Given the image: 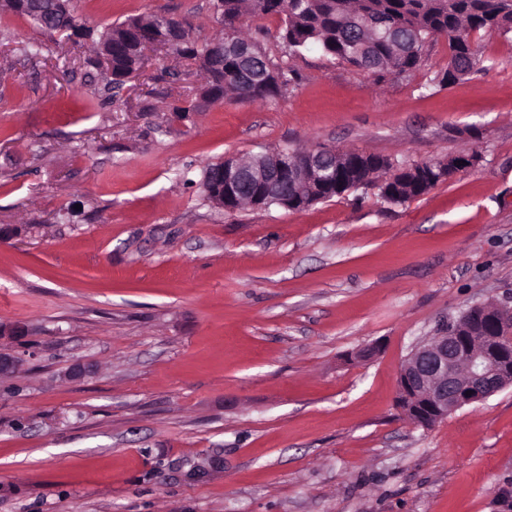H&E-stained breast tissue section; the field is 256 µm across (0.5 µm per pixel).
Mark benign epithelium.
<instances>
[{
    "instance_id": "7a95c632",
    "label": "benign epithelium",
    "mask_w": 512,
    "mask_h": 512,
    "mask_svg": "<svg viewBox=\"0 0 512 512\" xmlns=\"http://www.w3.org/2000/svg\"><path fill=\"white\" fill-rule=\"evenodd\" d=\"M144 36L157 48L175 42L172 30L146 31ZM291 154L282 149L250 167L233 157L224 158L205 190L226 212L238 209L243 186L253 189L250 201L255 207L273 201L291 211L310 206L305 193L312 177L328 193L336 192V158L342 151L318 146L294 163L288 162ZM511 385L512 302L478 303L450 327L412 348L398 374L396 400L419 416L418 426L429 429Z\"/></svg>"
}]
</instances>
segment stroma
<instances>
[{"label": "stroma", "mask_w": 512, "mask_h": 512, "mask_svg": "<svg viewBox=\"0 0 512 512\" xmlns=\"http://www.w3.org/2000/svg\"><path fill=\"white\" fill-rule=\"evenodd\" d=\"M212 4L73 0L97 32L164 11L201 41ZM279 25L248 35L287 91L194 112V65L150 53L108 95L89 39L0 16V512H512V387L429 429L396 406L416 343L512 297V36L473 33L439 87L446 38L380 80L286 53ZM320 145L473 163L402 203L203 195L222 158Z\"/></svg>", "instance_id": "obj_1"}]
</instances>
